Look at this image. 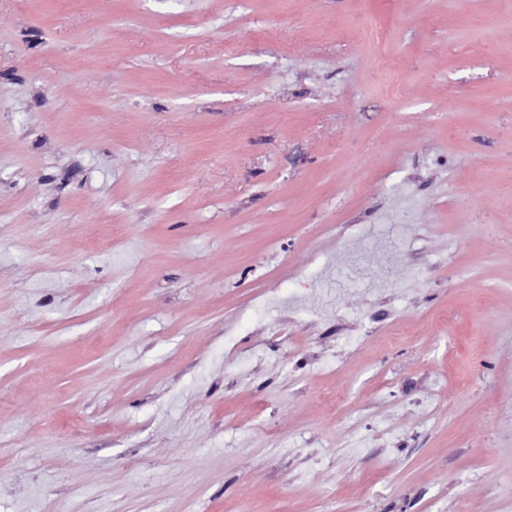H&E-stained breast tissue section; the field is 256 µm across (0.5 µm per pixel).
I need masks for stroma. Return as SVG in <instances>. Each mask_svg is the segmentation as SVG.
<instances>
[{"instance_id":"35a3bbf8","label":"stroma","mask_w":512,"mask_h":512,"mask_svg":"<svg viewBox=\"0 0 512 512\" xmlns=\"http://www.w3.org/2000/svg\"><path fill=\"white\" fill-rule=\"evenodd\" d=\"M0 512H512V0H0Z\"/></svg>"}]
</instances>
